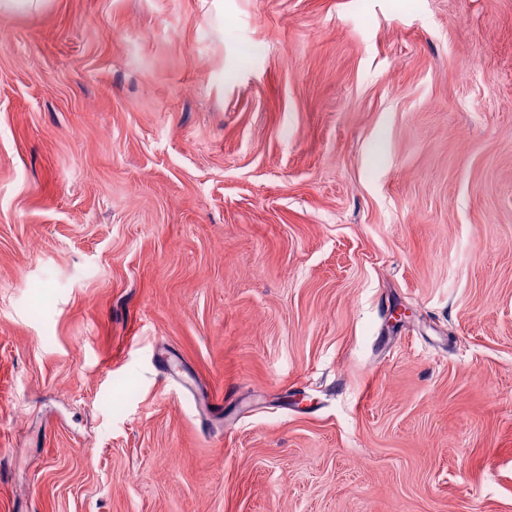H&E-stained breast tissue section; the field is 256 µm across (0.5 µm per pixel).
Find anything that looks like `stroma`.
Masks as SVG:
<instances>
[{"mask_svg":"<svg viewBox=\"0 0 512 512\" xmlns=\"http://www.w3.org/2000/svg\"><path fill=\"white\" fill-rule=\"evenodd\" d=\"M0 512H512V0L0 15Z\"/></svg>","mask_w":512,"mask_h":512,"instance_id":"obj_1","label":"stroma"}]
</instances>
